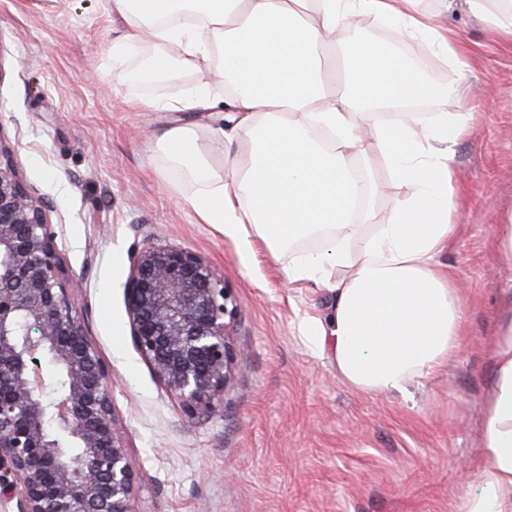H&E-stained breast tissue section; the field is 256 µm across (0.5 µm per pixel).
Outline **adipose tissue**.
<instances>
[{
    "label": "adipose tissue",
    "mask_w": 512,
    "mask_h": 512,
    "mask_svg": "<svg viewBox=\"0 0 512 512\" xmlns=\"http://www.w3.org/2000/svg\"><path fill=\"white\" fill-rule=\"evenodd\" d=\"M127 23L112 43L120 54L150 38L148 72L202 74L180 102L211 107L209 75L222 61L224 119L237 142L216 171L191 126L162 134L159 147L191 185L202 223L232 237L254 236L287 254L289 281L325 287L328 320L304 318L309 348L327 353L340 376L369 395L402 392L445 366L459 349L464 317L455 278L437 258L458 229L455 145L467 109L428 118L370 123L375 112L420 97L446 98L461 78V50L420 0H111ZM469 10L512 45V0H466ZM392 25L427 43L450 68L447 85L425 82L384 48L336 33L358 17ZM340 53L341 74L325 55ZM391 174V208L377 223L378 186L357 179L365 125ZM493 394L483 423L479 478L486 495L461 497L458 512H512V315L491 346Z\"/></svg>",
    "instance_id": "obj_1"
}]
</instances>
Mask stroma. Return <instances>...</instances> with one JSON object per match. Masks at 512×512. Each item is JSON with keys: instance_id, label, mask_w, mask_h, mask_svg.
<instances>
[{"instance_id": "1", "label": "stroma", "mask_w": 512, "mask_h": 512, "mask_svg": "<svg viewBox=\"0 0 512 512\" xmlns=\"http://www.w3.org/2000/svg\"><path fill=\"white\" fill-rule=\"evenodd\" d=\"M437 21L461 39L463 96L428 109L463 102L473 114L455 147L458 233L439 257L461 290L462 345L407 392L369 396L299 333L304 315L328 313L329 292L289 282L287 259L259 241L200 223L190 185L157 145L181 122L209 145L223 124V85L213 84L217 104L205 112L134 108L179 99L198 74L131 84L155 47L145 40L113 57L124 22L108 0H0V134L32 194L53 203L48 221L78 283L74 305L112 373L116 426L137 476L133 512H457L463 494H483L490 345L512 278L490 246L493 225L512 211V49L459 2ZM353 36L410 57L431 82L448 80L426 46L389 26L359 18L336 39ZM165 243L201 254L235 310L232 383L220 407L192 420L134 349L125 307L132 257Z\"/></svg>"}]
</instances>
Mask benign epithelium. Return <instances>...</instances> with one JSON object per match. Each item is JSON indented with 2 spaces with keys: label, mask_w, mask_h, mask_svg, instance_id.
Returning <instances> with one entry per match:
<instances>
[{
  "label": "benign epithelium",
  "mask_w": 512,
  "mask_h": 512,
  "mask_svg": "<svg viewBox=\"0 0 512 512\" xmlns=\"http://www.w3.org/2000/svg\"><path fill=\"white\" fill-rule=\"evenodd\" d=\"M51 208L0 139V512H133L112 374L74 306ZM227 300L194 251L159 244L131 259L133 347L190 420L219 406L231 383Z\"/></svg>",
  "instance_id": "7a95c632"
}]
</instances>
